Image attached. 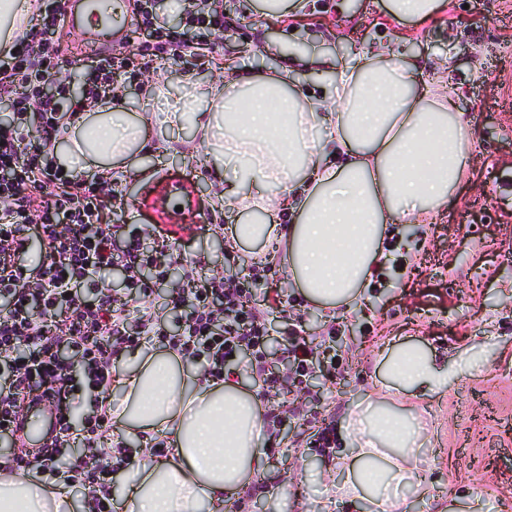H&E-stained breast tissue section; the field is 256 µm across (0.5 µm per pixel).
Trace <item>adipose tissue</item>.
<instances>
[{"instance_id":"obj_1","label":"adipose tissue","mask_w":512,"mask_h":512,"mask_svg":"<svg viewBox=\"0 0 512 512\" xmlns=\"http://www.w3.org/2000/svg\"><path fill=\"white\" fill-rule=\"evenodd\" d=\"M183 98L166 122L182 127L192 113L207 132V161L224 184L213 206L234 202L256 217L230 227L231 243L281 245L289 283L324 311L358 300L379 266L389 225L447 208L469 161L471 130L443 72L423 80L390 50L340 70L336 94L324 102L288 77L232 69L206 91L186 79ZM147 132L145 117L110 96L81 113L54 156L78 173L94 167L135 179ZM284 211L292 217L285 229L276 221ZM385 370L395 388L448 383L434 357L403 344L390 349ZM112 384L120 394L114 427L170 446L167 456L127 473L126 512H222L225 497L260 479L262 405L240 383L215 382L159 352L114 371ZM416 417L384 397L350 411L337 498L394 512L397 488L413 476ZM0 512H73V501L64 486L4 471Z\"/></svg>"}]
</instances>
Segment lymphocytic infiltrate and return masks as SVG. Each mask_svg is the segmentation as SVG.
<instances>
[{
  "label": "lymphocytic infiltrate",
  "instance_id": "lymphocytic-infiltrate-1",
  "mask_svg": "<svg viewBox=\"0 0 512 512\" xmlns=\"http://www.w3.org/2000/svg\"><path fill=\"white\" fill-rule=\"evenodd\" d=\"M135 30L146 43L177 56L204 45L224 28V0H193L179 25H169L162 0H131ZM39 23L20 28L0 47V99L11 117L0 124V436L18 435L23 417L19 395L52 404L61 426L38 458L41 473L74 482L62 470V449L77 444L106 456L107 405L77 418L86 391L101 389L121 345L159 337L183 358L199 363L209 377L242 355L263 390L280 384L266 362V311L253 305L262 263L225 280H203L189 297H176L168 318L153 309L129 316L106 287L121 269L128 296L149 297L171 275L158 240L160 225L109 224L110 194L97 179L77 181L57 165L51 149L66 115L86 101L105 97L115 76L134 64L130 38L117 56L87 67L82 94L58 79L62 50L52 35L64 27L59 0H38ZM37 263H30L31 255ZM77 360L80 376L62 363L60 351Z\"/></svg>",
  "mask_w": 512,
  "mask_h": 512
}]
</instances>
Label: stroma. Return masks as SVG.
Returning a JSON list of instances; mask_svg holds the SVG:
<instances>
[{"label":"stroma","mask_w":512,"mask_h":512,"mask_svg":"<svg viewBox=\"0 0 512 512\" xmlns=\"http://www.w3.org/2000/svg\"><path fill=\"white\" fill-rule=\"evenodd\" d=\"M305 2L297 20L264 15L258 0H224L231 20L222 35L224 60L247 73L297 67L300 85L319 95L333 93L337 69L357 52L382 43L402 46L424 69L444 63L473 130L471 164L433 223L389 227L380 268L387 285L366 289L360 305L324 315L289 286L280 263L264 272L254 299H274L266 322L269 353H281L289 330L302 331L322 386L261 395L264 410L281 413L294 430L278 433L273 452L261 456L266 493L225 500L224 512H251L254 502L271 499L275 512H362L343 501L325 508L333 488L319 477L334 462L309 441L324 423L340 424L357 403L376 395L386 382L381 353L400 343L447 362L448 385L400 395L416 407L424 434L412 461L416 481L400 489L398 512H448L452 497L472 499L474 512H512V183L505 181L512 175V0H447L444 11L422 22L393 19L387 0ZM137 63L134 77L117 79L113 87L127 111L142 115L166 112L186 77L217 73L188 54L161 58L145 50ZM154 85L165 97L151 95ZM148 135L166 136L173 149L164 157L140 154L147 179H113V223L133 215L161 223L164 183L186 169H195L207 186L213 180L201 164L206 141L193 126L155 124ZM220 218L217 227L185 214L164 242L175 268L190 269L201 256L206 263L199 278L226 277L239 269L236 254L262 251L259 243L236 254L218 251L223 225L252 215L228 207ZM110 440L117 445L112 512H123L120 490L129 465L150 459L155 440L125 431Z\"/></svg>","instance_id":"obj_1"}]
</instances>
